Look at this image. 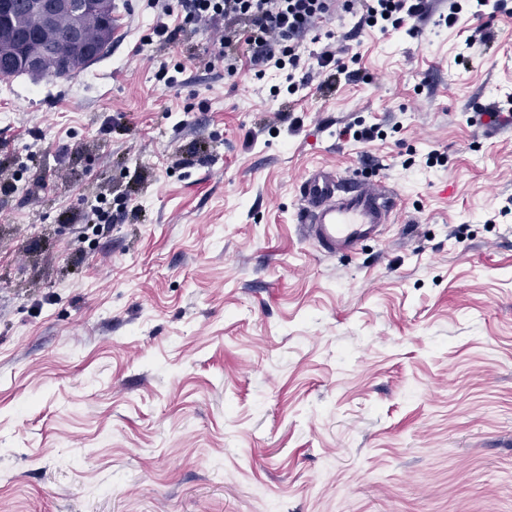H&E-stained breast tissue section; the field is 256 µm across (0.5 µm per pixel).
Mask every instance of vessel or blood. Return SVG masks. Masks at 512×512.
Segmentation results:
<instances>
[{
  "label": "vessel or blood",
  "mask_w": 512,
  "mask_h": 512,
  "mask_svg": "<svg viewBox=\"0 0 512 512\" xmlns=\"http://www.w3.org/2000/svg\"><path fill=\"white\" fill-rule=\"evenodd\" d=\"M304 201L300 224L330 255L358 250L387 222L392 210L386 190L372 183L345 188L335 173L309 172L300 185Z\"/></svg>",
  "instance_id": "vessel-or-blood-1"
}]
</instances>
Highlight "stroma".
Listing matches in <instances>:
<instances>
[{"mask_svg": "<svg viewBox=\"0 0 512 512\" xmlns=\"http://www.w3.org/2000/svg\"><path fill=\"white\" fill-rule=\"evenodd\" d=\"M114 3L87 70L0 77V512H512V0L337 11L304 86ZM321 167L394 198L355 253L299 232ZM343 7L359 11L360 22L382 33L408 25L424 13L423 0H346ZM356 7V8H355ZM387 13V17H384Z\"/></svg>", "mask_w": 512, "mask_h": 512, "instance_id": "stroma-1", "label": "stroma"}]
</instances>
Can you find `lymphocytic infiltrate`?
I'll list each match as a JSON object with an SVG mask.
<instances>
[{"instance_id":"f902f5d3","label":"lymphocytic infiltrate","mask_w":512,"mask_h":512,"mask_svg":"<svg viewBox=\"0 0 512 512\" xmlns=\"http://www.w3.org/2000/svg\"><path fill=\"white\" fill-rule=\"evenodd\" d=\"M156 9V21L147 42L173 44L187 30L210 28L221 50L216 60L248 57L255 69H299L301 56L297 45L303 37L313 42L333 39V32H321L328 15V0H148ZM348 10H357L360 21L389 32L419 19L424 0H344Z\"/></svg>"}]
</instances>
